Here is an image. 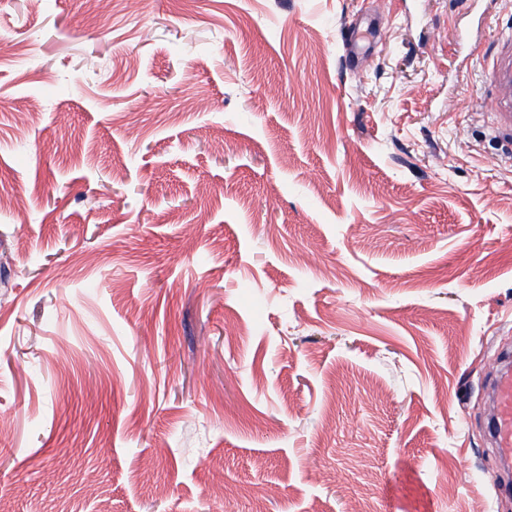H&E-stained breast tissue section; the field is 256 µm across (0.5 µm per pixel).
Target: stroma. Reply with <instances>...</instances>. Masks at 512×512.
<instances>
[{
  "instance_id": "1",
  "label": "stroma",
  "mask_w": 512,
  "mask_h": 512,
  "mask_svg": "<svg viewBox=\"0 0 512 512\" xmlns=\"http://www.w3.org/2000/svg\"><path fill=\"white\" fill-rule=\"evenodd\" d=\"M511 41L512 0H0V512H512ZM499 90L496 95L489 97L491 103L492 114L496 117L497 121L507 124L512 129V116L510 113V100H511V87L510 82L505 81V77L497 78ZM511 348L501 349L491 367L493 376L489 436L499 459L509 471L512 460V361Z\"/></svg>"
}]
</instances>
